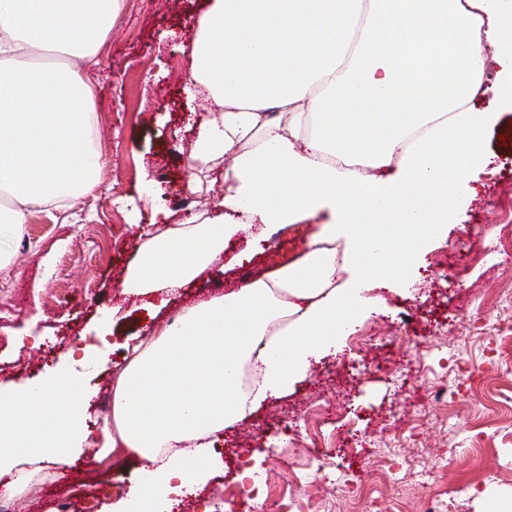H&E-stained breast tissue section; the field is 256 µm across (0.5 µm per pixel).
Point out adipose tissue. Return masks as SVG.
<instances>
[{
    "instance_id": "ef3b65f1",
    "label": "adipose tissue",
    "mask_w": 512,
    "mask_h": 512,
    "mask_svg": "<svg viewBox=\"0 0 512 512\" xmlns=\"http://www.w3.org/2000/svg\"><path fill=\"white\" fill-rule=\"evenodd\" d=\"M119 10V0H0V193L17 202L0 212V269L27 208L91 192L99 169L90 85L29 57L59 45L96 64L92 38ZM484 38L499 67L490 87ZM202 88L216 108L198 124L195 154L235 155L218 212L137 246L125 293L172 295L252 229L321 207L334 220L293 264L158 326L116 378L113 429L92 434L87 380L71 366L0 383V496L31 480L23 463H66L92 445L102 462L126 450L142 462L112 512L168 508L205 485L218 466L213 437L248 403L287 394L354 332L370 284L407 283L457 220L491 163L485 131L512 111V0H214L196 22L185 91ZM485 94L490 107L472 108ZM354 162L390 174L359 178ZM249 361L260 384L247 401Z\"/></svg>"
}]
</instances>
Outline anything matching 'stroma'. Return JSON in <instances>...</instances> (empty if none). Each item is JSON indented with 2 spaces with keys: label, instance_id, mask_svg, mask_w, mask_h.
<instances>
[{
  "label": "stroma",
  "instance_id": "stroma-1",
  "mask_svg": "<svg viewBox=\"0 0 512 512\" xmlns=\"http://www.w3.org/2000/svg\"><path fill=\"white\" fill-rule=\"evenodd\" d=\"M211 0H122L111 29L97 39L99 64L85 69L74 56L63 64L81 73L93 92L100 157L92 194L62 208H30L21 235L9 245L11 263L0 270V382L38 381L49 375L73 341L104 348L107 364L87 371L93 398L88 424L100 430L112 396L113 372L128 362L127 348L148 341L154 324L186 307L238 288L269 269L281 249L278 229L256 244L251 261L235 264L245 246L234 238L223 267L192 281L165 307L157 298L122 292L141 236L153 232V206L177 223L215 215L230 157L196 175L190 158L195 121L213 111L211 99H189L184 84L191 58L183 53L189 26ZM494 159L448 238L418 260L413 288L372 290L375 310L357 326L363 345L344 338L341 352L313 363L287 396L270 398L218 434L220 468L173 512H203L239 495V477L251 469L257 494L248 512H287L291 502L313 501L319 512H349L350 492L364 475L391 469L378 495L387 512H421L437 497L456 512L512 507V353L500 350L484 320L512 323V266L504 265L512 236V112L501 113L486 134ZM154 187L157 203L145 202ZM190 207L178 204L181 196ZM473 244L458 251L461 228ZM108 338L96 328L106 315ZM361 412L359 457L324 459L307 466L312 448L334 447L348 412ZM308 423L297 440L288 422ZM128 457L109 470L89 448L67 466L49 464L15 501L26 512H106L118 483L138 476Z\"/></svg>",
  "mask_w": 512,
  "mask_h": 512
}]
</instances>
